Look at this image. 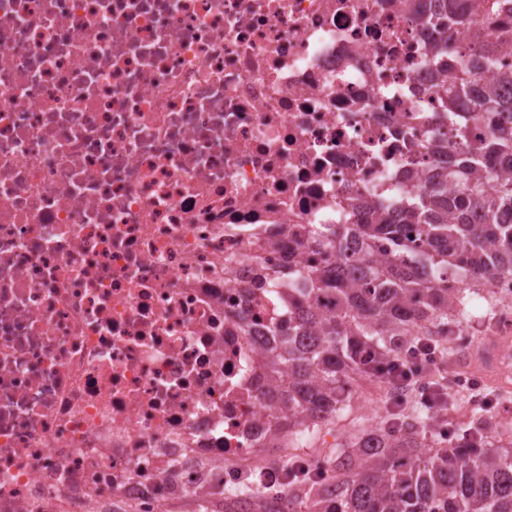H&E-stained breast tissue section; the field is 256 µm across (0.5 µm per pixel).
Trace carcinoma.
<instances>
[{
    "instance_id": "1",
    "label": "carcinoma",
    "mask_w": 512,
    "mask_h": 512,
    "mask_svg": "<svg viewBox=\"0 0 512 512\" xmlns=\"http://www.w3.org/2000/svg\"><path fill=\"white\" fill-rule=\"evenodd\" d=\"M512 0H467L474 21L505 10ZM500 69L496 50L475 38L457 53L455 81L438 91L442 118L453 120L456 99L469 98L474 118H506L478 147L453 126L446 150L431 154L437 182L416 194L402 224L378 215L371 224H314L307 246L321 264L288 272L301 288H286L288 338L268 349L275 385L268 399L280 409L276 425L308 433L343 410L359 375L383 377L379 367L425 336H448L465 316L464 288L512 280V95L485 84ZM325 300L335 303L327 314ZM426 420L399 413L381 432L351 439L330 458L339 481L294 478L299 492L267 499L244 485L232 499L215 490L195 496L197 512H512V450L482 451L474 430L432 454Z\"/></svg>"
}]
</instances>
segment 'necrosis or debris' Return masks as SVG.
<instances>
[{"instance_id": "obj_1", "label": "necrosis or debris", "mask_w": 512, "mask_h": 512, "mask_svg": "<svg viewBox=\"0 0 512 512\" xmlns=\"http://www.w3.org/2000/svg\"><path fill=\"white\" fill-rule=\"evenodd\" d=\"M444 8L0 0V512L329 477L258 454L271 275L432 178Z\"/></svg>"}]
</instances>
